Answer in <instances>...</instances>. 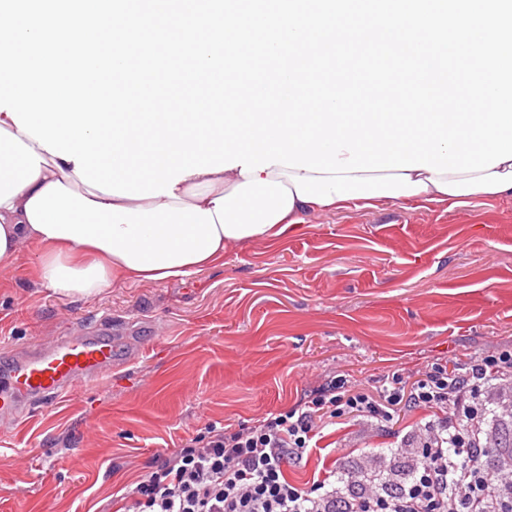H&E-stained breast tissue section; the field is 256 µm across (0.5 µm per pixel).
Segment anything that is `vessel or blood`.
<instances>
[{"mask_svg":"<svg viewBox=\"0 0 512 512\" xmlns=\"http://www.w3.org/2000/svg\"><path fill=\"white\" fill-rule=\"evenodd\" d=\"M122 336L110 322L70 331L24 351L0 355V426L23 424L40 408L77 399L85 385L126 365Z\"/></svg>","mask_w":512,"mask_h":512,"instance_id":"1","label":"vessel or blood"}]
</instances>
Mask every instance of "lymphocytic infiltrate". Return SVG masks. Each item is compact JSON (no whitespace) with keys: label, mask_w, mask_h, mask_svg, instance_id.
<instances>
[{"label":"lymphocytic infiltrate","mask_w":512,"mask_h":512,"mask_svg":"<svg viewBox=\"0 0 512 512\" xmlns=\"http://www.w3.org/2000/svg\"><path fill=\"white\" fill-rule=\"evenodd\" d=\"M512 413V350L470 354L361 388L344 374L295 407L236 428L208 426L153 457L133 492V512H512V452L494 450L481 420L489 402ZM432 420L402 439L404 474L363 465L341 479L295 485L285 469L330 424L364 417L393 433L402 413Z\"/></svg>","instance_id":"obj_1"}]
</instances>
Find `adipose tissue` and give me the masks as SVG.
<instances>
[{
    "mask_svg": "<svg viewBox=\"0 0 512 512\" xmlns=\"http://www.w3.org/2000/svg\"><path fill=\"white\" fill-rule=\"evenodd\" d=\"M512 199V160L485 171L317 173L271 166L188 175L172 196L130 199L81 182L0 112V266L39 249L41 287L90 298L124 281H166L221 260L226 246L282 236L305 215L351 203Z\"/></svg>",
    "mask_w": 512,
    "mask_h": 512,
    "instance_id": "1",
    "label": "adipose tissue"
}]
</instances>
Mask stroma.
I'll list each match as a JSON object with an SVG mask.
<instances>
[{"label": "stroma", "instance_id": "1", "mask_svg": "<svg viewBox=\"0 0 512 512\" xmlns=\"http://www.w3.org/2000/svg\"><path fill=\"white\" fill-rule=\"evenodd\" d=\"M38 249L0 270V345L110 318L124 369L75 402L0 429V512H117L155 454L209 424L235 427L300 403L327 379L375 387L426 361L512 349V199L388 201L306 216L273 240L166 282L91 298L32 285ZM395 439L356 417L324 429L289 481L388 465Z\"/></svg>", "mask_w": 512, "mask_h": 512}]
</instances>
